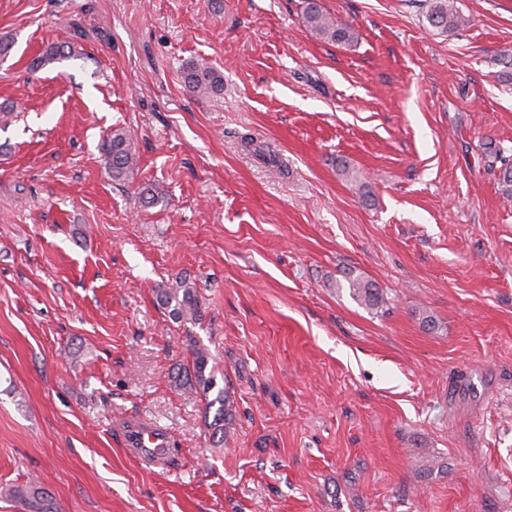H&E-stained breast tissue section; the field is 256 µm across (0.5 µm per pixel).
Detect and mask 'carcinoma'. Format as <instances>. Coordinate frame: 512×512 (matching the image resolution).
<instances>
[{"label":"carcinoma","mask_w":512,"mask_h":512,"mask_svg":"<svg viewBox=\"0 0 512 512\" xmlns=\"http://www.w3.org/2000/svg\"><path fill=\"white\" fill-rule=\"evenodd\" d=\"M425 6V19L429 26L442 34L462 30L469 19L456 5V0H421ZM304 22L317 38L349 46L356 41L353 30L340 27L317 7L316 0H306ZM183 79L190 91L205 96L222 90L224 80L220 73L205 61H192L183 70ZM112 179L124 181L135 169L136 151L131 136L121 127H114L104 137L100 146ZM486 156L491 158L489 166L499 165L498 185L501 194L512 198V154L498 145L486 147ZM353 299L371 308H380L385 304L382 291L370 280L351 278L348 280ZM160 304L170 310L172 317L179 321L195 323L202 319L200 304L195 288L185 279H179L170 285L157 289ZM191 367L176 373L177 386L194 392L207 400L208 407L216 408L210 424L212 434L224 436L233 422L232 405L227 389L217 387L214 370L209 368V356L202 349L192 350ZM215 397H210V393ZM6 498L21 504L27 512H56L52 497L36 484L11 486L0 490Z\"/></svg>","instance_id":"1"}]
</instances>
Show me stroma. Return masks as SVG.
Instances as JSON below:
<instances>
[{
  "label": "stroma",
  "mask_w": 512,
  "mask_h": 512,
  "mask_svg": "<svg viewBox=\"0 0 512 512\" xmlns=\"http://www.w3.org/2000/svg\"><path fill=\"white\" fill-rule=\"evenodd\" d=\"M318 4L353 45L305 0H0V487L57 512H512V200L483 158L512 148V0H458L448 35L413 0ZM196 60L222 91L186 88ZM179 278L198 323L156 301ZM195 347L231 392L220 443L172 382ZM130 419L170 468L122 446ZM316 0H306L304 22L317 38L336 44L352 45L357 37L349 27H340L317 7ZM100 149L113 180L124 181L133 174L136 151L131 136L124 128H112L102 140ZM348 285L352 298L360 304L371 309L383 307L385 304L383 293L374 282L357 277L350 278ZM125 447L142 463L149 466L169 467L168 436L163 428L143 421L131 422L121 428ZM0 495L18 502L28 512H56L49 493L34 483L2 488Z\"/></svg>",
  "instance_id": "stroma-1"
}]
</instances>
